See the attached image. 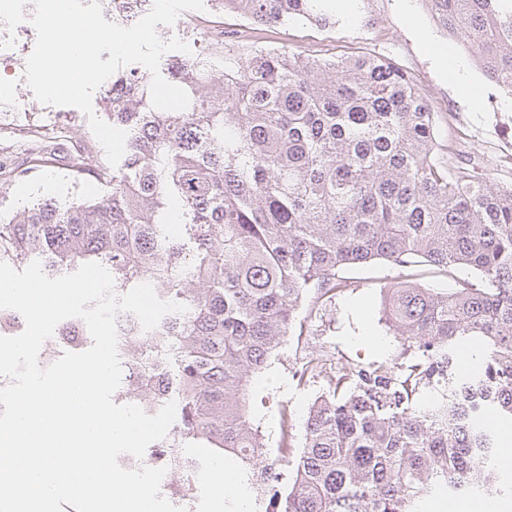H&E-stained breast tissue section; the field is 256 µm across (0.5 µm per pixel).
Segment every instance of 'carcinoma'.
Here are the masks:
<instances>
[{"label": "carcinoma", "mask_w": 512, "mask_h": 512, "mask_svg": "<svg viewBox=\"0 0 512 512\" xmlns=\"http://www.w3.org/2000/svg\"><path fill=\"white\" fill-rule=\"evenodd\" d=\"M254 26L338 22L340 0H211ZM488 82L512 95V0H426ZM184 88L180 112L151 105L149 71L107 82L112 124L127 133L110 168L75 166L97 199H38L0 212V261L37 257L50 277L97 262L121 296L151 282L183 304L152 330L129 326L130 369L113 401L149 415L174 401L165 438L135 466L179 479L163 487L194 512L199 476L231 457L254 489L252 512H423L441 488L512 495L499 480L500 430L512 423V185L448 170L437 113L413 78L373 52L318 57L282 48L214 46L161 68ZM177 215L179 231L166 225ZM383 259L405 270L464 266L476 282L437 291L406 281L384 291L385 322L404 363L347 364L312 404L301 446L269 456L254 423V383L287 337L304 331L346 267ZM93 342L57 325L52 347ZM480 347L478 369L460 348Z\"/></svg>", "instance_id": "obj_1"}]
</instances>
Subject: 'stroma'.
Segmentation results:
<instances>
[{"instance_id": "obj_1", "label": "stroma", "mask_w": 512, "mask_h": 512, "mask_svg": "<svg viewBox=\"0 0 512 512\" xmlns=\"http://www.w3.org/2000/svg\"><path fill=\"white\" fill-rule=\"evenodd\" d=\"M216 30L236 46L286 48L320 57L370 50L383 55L414 78L438 112L437 137L449 145V167H473L494 185H512V98L484 78L460 43L443 35L421 0H358L357 8L329 29L294 22L256 28L235 14L217 15L209 5L201 12L182 13L174 25L159 26L158 33L165 40L185 41L197 54L210 45V34ZM26 58L23 51L0 53V164L33 167L37 173L24 182L0 180V210H17L40 196H101V185L88 176L74 179L72 170L74 157L85 151L104 158L92 132H85L80 142L60 141L49 163L38 166L31 128L50 127L67 117L78 119L82 113L37 101L24 77ZM458 63L467 66V85L457 84L451 76ZM401 276L400 267L384 260L348 270L308 326L307 349L297 351L296 338H289L256 380L254 417L269 453H276L280 445V404H287L295 422H302L345 361H400L402 349L381 323L380 307L383 289ZM310 360L317 362V371L301 377Z\"/></svg>"}]
</instances>
